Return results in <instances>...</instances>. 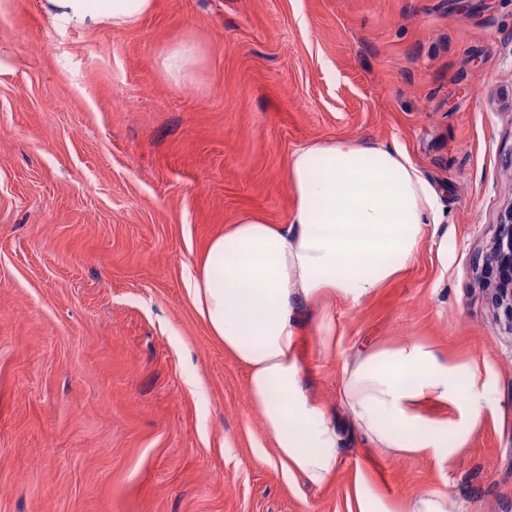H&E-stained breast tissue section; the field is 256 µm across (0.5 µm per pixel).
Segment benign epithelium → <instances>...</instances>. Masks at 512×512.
<instances>
[{
  "mask_svg": "<svg viewBox=\"0 0 512 512\" xmlns=\"http://www.w3.org/2000/svg\"><path fill=\"white\" fill-rule=\"evenodd\" d=\"M483 266L492 305L501 313L505 329L512 334V209L498 224V233L486 249Z\"/></svg>",
  "mask_w": 512,
  "mask_h": 512,
  "instance_id": "1",
  "label": "benign epithelium"
}]
</instances>
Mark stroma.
Instances as JSON below:
<instances>
[{"mask_svg": "<svg viewBox=\"0 0 512 512\" xmlns=\"http://www.w3.org/2000/svg\"><path fill=\"white\" fill-rule=\"evenodd\" d=\"M193 44L173 82L161 59ZM398 142L446 189L401 275L305 311L301 364L341 463L288 474L187 278L245 216L285 223L293 150ZM512 206V0H154L63 28L0 0V512H349L357 466L399 501L512 512V337L474 266ZM413 337L478 364L497 402L453 466L366 448L345 360Z\"/></svg>", "mask_w": 512, "mask_h": 512, "instance_id": "1", "label": "stroma"}]
</instances>
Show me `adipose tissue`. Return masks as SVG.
Instances as JSON below:
<instances>
[{"mask_svg": "<svg viewBox=\"0 0 512 512\" xmlns=\"http://www.w3.org/2000/svg\"><path fill=\"white\" fill-rule=\"evenodd\" d=\"M153 0H43L63 26L91 29L137 21ZM294 203L282 224L246 216L210 241L188 291L211 335L248 371L247 394L289 474L314 487L340 462L336 419L305 386L299 354L302 308H320L318 330L333 342L336 322L322 304L357 305L414 259L426 226L445 221L442 190L399 144L314 141L289 157ZM339 403L364 442L390 456L452 462L495 403L471 363L408 338L373 345L343 367ZM451 408L429 416L425 405ZM354 512H448L428 493L396 503L354 478Z\"/></svg>", "mask_w": 512, "mask_h": 512, "instance_id": "adipose-tissue-1", "label": "adipose tissue"}]
</instances>
